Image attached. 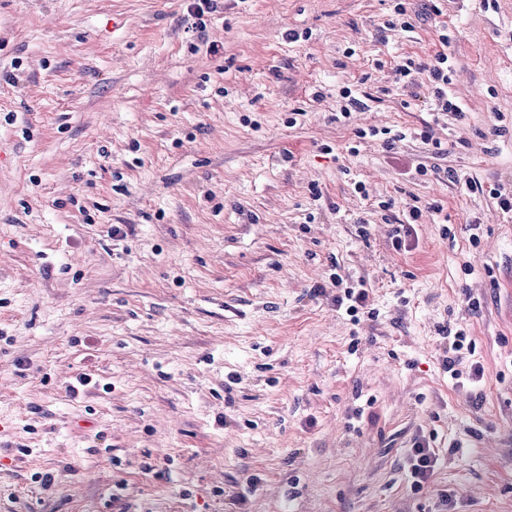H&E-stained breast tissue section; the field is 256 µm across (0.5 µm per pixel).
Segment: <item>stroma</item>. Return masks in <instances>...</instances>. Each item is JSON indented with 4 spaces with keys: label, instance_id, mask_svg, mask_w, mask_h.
Returning <instances> with one entry per match:
<instances>
[{
    "label": "stroma",
    "instance_id": "1",
    "mask_svg": "<svg viewBox=\"0 0 512 512\" xmlns=\"http://www.w3.org/2000/svg\"><path fill=\"white\" fill-rule=\"evenodd\" d=\"M396 3L0 0V512H512V0ZM424 70L432 83L434 96L438 101L439 110L442 112H455L461 114L462 109L448 99V84L450 83V69L448 65V53L440 51L434 54L430 63H416L412 58H406L405 62L396 65V72L405 78L412 74L413 70ZM362 287H364V281L359 282L358 288H345L343 295L336 297V306L341 309L344 305L346 314L352 317L354 322L358 321V315L365 308L368 298L367 289ZM412 488L420 490L433 481L439 465V453L423 436L414 438L407 457Z\"/></svg>",
    "mask_w": 512,
    "mask_h": 512
}]
</instances>
